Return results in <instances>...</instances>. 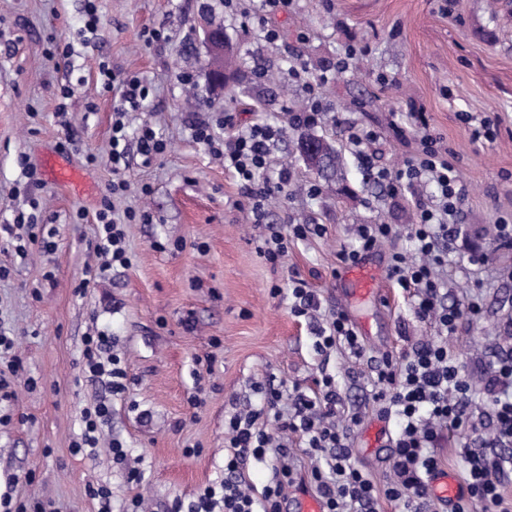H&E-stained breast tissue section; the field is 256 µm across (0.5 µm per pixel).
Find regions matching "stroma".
<instances>
[{"instance_id": "35a3bbf8", "label": "stroma", "mask_w": 512, "mask_h": 512, "mask_svg": "<svg viewBox=\"0 0 512 512\" xmlns=\"http://www.w3.org/2000/svg\"><path fill=\"white\" fill-rule=\"evenodd\" d=\"M95 6L97 35L86 44L79 34L85 0H0V225L21 214L55 219V248L46 255L33 245L20 256L0 236V268L8 272L0 279V330L16 338L12 352L0 351V368L11 358L21 361L13 398L0 399V496L50 499L60 512H100V501L86 491L98 483L112 491V512H123L135 496L144 512H167L174 498L193 501L223 479L225 425L246 405H259L258 384L273 377L312 392L325 374L335 376L344 411L361 413L350 435L353 457L383 487L393 450L369 445L381 417L367 359L411 352L436 330L399 295L385 306L360 307L336 293L343 270L337 255L355 245L357 225L394 230L367 257L378 269L410 248L411 196L369 179L362 158L402 168L416 145L401 140L392 123L408 112L425 113L432 133L454 152L469 196L448 218L461 229L463 260L448 268L447 300L464 302L475 289L482 311L463 320L448 344L480 384L489 354L512 344V248L492 245L495 224H512V0L493 8L488 0H293L269 18L280 32L275 42L258 25L243 26L224 0ZM203 16L223 29L238 68L219 95L205 73ZM154 30L162 38L148 42ZM57 42L72 46L68 64L51 59ZM351 48L355 59L338 72ZM295 61L328 77L320 89L327 110L309 131L341 151V182L317 180L295 149L301 130L289 127L288 115L307 106L288 75ZM103 63L148 84L145 107L130 114L129 124L151 126L168 145L148 166L130 149L123 174L129 189L117 205L148 217L125 227L135 260L80 294L75 287L89 259L95 214L113 179L115 102L98 81ZM228 108L242 124L286 129L272 157L300 190L273 200L267 223L325 227L324 235L291 244L285 266L257 254L245 197L225 174L223 157L196 142L187 124L189 113H205L223 137ZM487 116L496 123L485 132L480 121ZM352 124L374 129L377 140L355 148ZM49 154L81 175L82 193L48 180L26 190L24 164L42 168ZM313 182L320 192L310 196L305 187ZM79 212L84 220H76ZM474 253L488 254V264L470 265ZM293 271L318 289L319 319L348 314L363 358L344 348L316 352L305 319L273 293ZM98 331L127 371L121 394L83 372V338ZM209 355L213 369L201 373L198 361ZM196 395L203 403L194 409ZM101 402L111 406L104 433L123 441L124 460L104 443L79 453L71 448L82 411ZM134 469L141 482H129Z\"/></svg>"}]
</instances>
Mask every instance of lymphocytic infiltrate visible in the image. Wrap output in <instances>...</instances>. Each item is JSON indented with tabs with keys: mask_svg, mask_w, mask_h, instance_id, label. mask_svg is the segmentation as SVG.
<instances>
[{
	"mask_svg": "<svg viewBox=\"0 0 512 512\" xmlns=\"http://www.w3.org/2000/svg\"><path fill=\"white\" fill-rule=\"evenodd\" d=\"M104 90L117 94L112 115L110 161L114 180L102 200L97 215L94 250L103 256L98 265L87 266L80 288H88L112 267H126L132 254L125 242V222L135 220L133 210L117 212L115 201L124 195L127 182L121 173L127 166L128 134L126 117L139 111L150 89L135 76L117 78L108 67L100 69ZM420 148L403 168L376 171V180L385 182L392 193L405 192L420 184H434L435 200L417 204V220L409 236L415 244L414 256L394 253L387 276L410 301L415 316L436 324L438 334L402 357L382 355L374 367L383 385L373 400L382 419L394 423L392 438L395 454L392 477L376 487L365 471L352 463L348 439L361 422L359 414L337 422L338 385L335 376L326 374L317 391L283 389L268 382L258 386L260 407L233 415L225 427L224 478L219 485L205 487L196 501H175L170 512H282L284 491L292 485L298 469L288 438L301 436L315 464L309 485L323 503L324 512H377L379 500L401 507L402 512H442L443 502L432 499L427 490L429 478L441 469L436 448L444 430H461L465 436L457 443V455L464 465L460 486L463 493L451 512H512L504 505L502 489L512 481V470L496 454V447L512 445V352L495 356L488 364L484 393L494 416L492 449L476 447L468 432L474 429L469 408L473 385L464 374L456 352L448 345L464 314H479L478 303L467 309L444 305L439 272L448 264V246L457 240L458 230L448 223L449 215L467 199L468 188L442 137L431 134L424 113L414 115ZM197 142L208 147L224 146V170L235 179L248 201L255 226L264 227L258 252L272 265L284 264L288 244L309 235L321 234L317 224H290L278 227L266 223V210L273 195L285 192L291 176L287 168H274L271 146L279 132L265 124L240 127L232 112L224 114V138L216 140L208 121L194 117L189 121ZM317 352L336 347L362 356L363 346L348 315L333 313L327 324L312 327ZM105 335L83 339L82 360L91 378L106 380L111 391L125 388L126 370L116 356H104ZM274 458L271 473L261 490H254L245 469L249 462L262 463Z\"/></svg>",
	"mask_w": 512,
	"mask_h": 512,
	"instance_id": "lymphocytic-infiltrate-1",
	"label": "lymphocytic infiltrate"
}]
</instances>
